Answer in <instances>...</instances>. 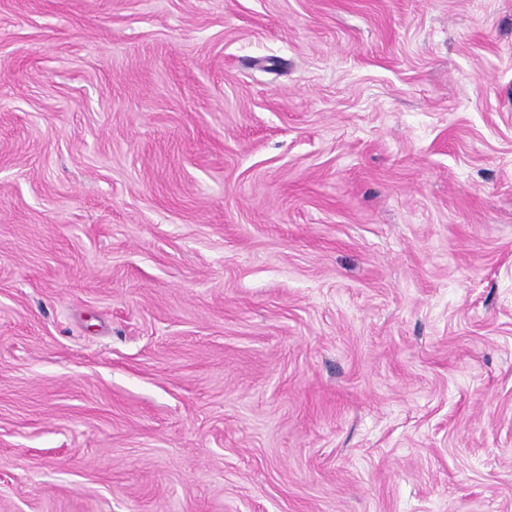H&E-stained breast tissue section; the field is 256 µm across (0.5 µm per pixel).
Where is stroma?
I'll return each instance as SVG.
<instances>
[{
    "mask_svg": "<svg viewBox=\"0 0 512 512\" xmlns=\"http://www.w3.org/2000/svg\"><path fill=\"white\" fill-rule=\"evenodd\" d=\"M0 512H512V0H0Z\"/></svg>",
    "mask_w": 512,
    "mask_h": 512,
    "instance_id": "1",
    "label": "stroma"
}]
</instances>
